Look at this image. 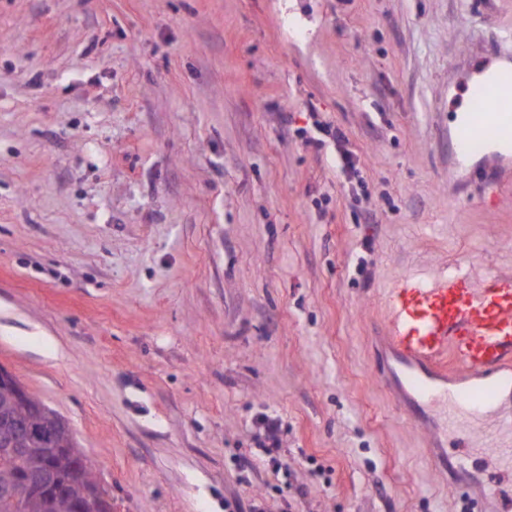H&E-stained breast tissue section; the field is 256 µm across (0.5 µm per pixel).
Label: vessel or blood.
Returning <instances> with one entry per match:
<instances>
[{
  "mask_svg": "<svg viewBox=\"0 0 512 512\" xmlns=\"http://www.w3.org/2000/svg\"><path fill=\"white\" fill-rule=\"evenodd\" d=\"M478 79L463 84L466 109L455 113L448 130L457 159L489 154L512 160V65L477 66ZM387 340L412 390V417H421L437 394L448 362H456L481 384L459 390L456 400L473 406L493 404L512 389V283L488 275L473 286L461 274L428 282L401 274L388 292Z\"/></svg>",
  "mask_w": 512,
  "mask_h": 512,
  "instance_id": "obj_1",
  "label": "vessel or blood"
}]
</instances>
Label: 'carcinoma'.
<instances>
[{
    "label": "carcinoma",
    "mask_w": 512,
    "mask_h": 512,
    "mask_svg": "<svg viewBox=\"0 0 512 512\" xmlns=\"http://www.w3.org/2000/svg\"><path fill=\"white\" fill-rule=\"evenodd\" d=\"M12 382L0 378V489L19 488L29 472L46 475V489L37 496L15 500L0 496V512H102L103 492L91 465L67 426L57 429L44 442H26L17 425L37 420L35 408L42 401L29 395L27 404L15 400ZM18 445L28 449L23 464L4 448Z\"/></svg>",
    "instance_id": "1"
}]
</instances>
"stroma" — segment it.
I'll use <instances>...</instances> for the list:
<instances>
[{"mask_svg":"<svg viewBox=\"0 0 512 512\" xmlns=\"http://www.w3.org/2000/svg\"><path fill=\"white\" fill-rule=\"evenodd\" d=\"M509 33L512 0H0V366L112 512H512V435L440 399L439 473L374 342L402 272L512 276V181L448 171L457 63ZM263 428V441L260 443V449L269 462L273 463L277 471H283L285 475L288 472V458L282 454L278 437V422L274 419H266Z\"/></svg>","mask_w":512,"mask_h":512,"instance_id":"obj_1","label":"stroma"}]
</instances>
